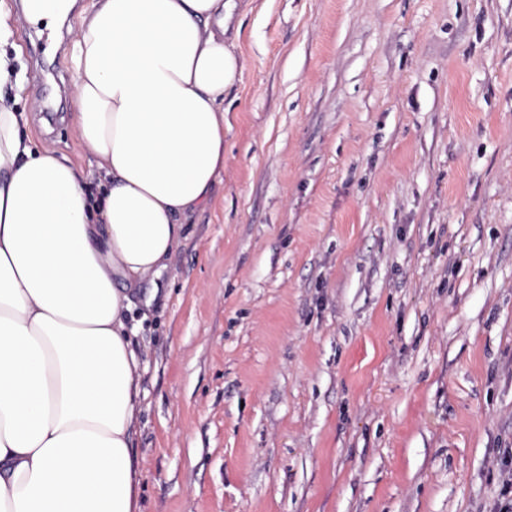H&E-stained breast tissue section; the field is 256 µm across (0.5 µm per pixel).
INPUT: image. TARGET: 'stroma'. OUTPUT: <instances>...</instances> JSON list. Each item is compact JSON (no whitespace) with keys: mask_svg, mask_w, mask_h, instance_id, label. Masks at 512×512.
Instances as JSON below:
<instances>
[{"mask_svg":"<svg viewBox=\"0 0 512 512\" xmlns=\"http://www.w3.org/2000/svg\"><path fill=\"white\" fill-rule=\"evenodd\" d=\"M224 170L142 354L143 512H493L512 474V0H237ZM6 48L95 169L67 51Z\"/></svg>","mask_w":512,"mask_h":512,"instance_id":"1","label":"stroma"}]
</instances>
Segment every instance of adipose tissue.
<instances>
[{
  "label": "adipose tissue",
  "instance_id": "1",
  "mask_svg": "<svg viewBox=\"0 0 512 512\" xmlns=\"http://www.w3.org/2000/svg\"><path fill=\"white\" fill-rule=\"evenodd\" d=\"M234 0H97L71 120L102 177L31 145L0 98V512H141L126 315L224 168Z\"/></svg>",
  "mask_w": 512,
  "mask_h": 512
}]
</instances>
